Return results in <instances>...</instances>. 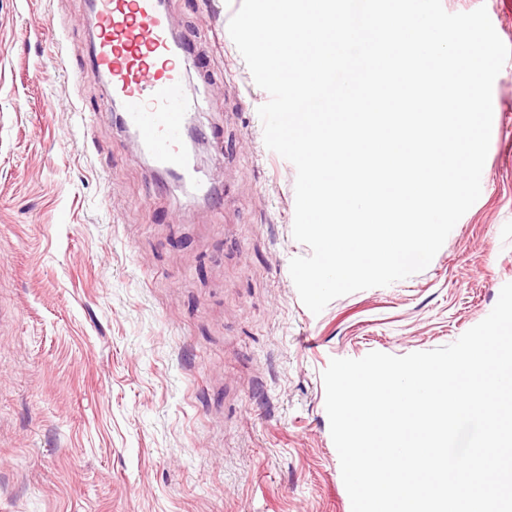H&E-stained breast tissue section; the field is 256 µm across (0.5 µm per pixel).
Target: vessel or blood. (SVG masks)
Wrapping results in <instances>:
<instances>
[{"label": "vessel or blood", "mask_w": 512, "mask_h": 512, "mask_svg": "<svg viewBox=\"0 0 512 512\" xmlns=\"http://www.w3.org/2000/svg\"><path fill=\"white\" fill-rule=\"evenodd\" d=\"M98 48L92 72L109 79L120 99L121 127L133 130L140 146L163 169L197 182L182 137L195 119L185 91L183 66L190 51L175 40L156 0H94Z\"/></svg>", "instance_id": "b4317fda"}]
</instances>
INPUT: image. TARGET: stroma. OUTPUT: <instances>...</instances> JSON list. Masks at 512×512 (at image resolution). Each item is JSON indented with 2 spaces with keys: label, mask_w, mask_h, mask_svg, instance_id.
I'll use <instances>...</instances> for the list:
<instances>
[{
  "label": "stroma",
  "mask_w": 512,
  "mask_h": 512,
  "mask_svg": "<svg viewBox=\"0 0 512 512\" xmlns=\"http://www.w3.org/2000/svg\"><path fill=\"white\" fill-rule=\"evenodd\" d=\"M168 0L210 201L163 182L103 111L87 0H0V512H352L331 359L456 341L512 283V59L481 195L422 272L320 314L289 273L294 165L269 150L228 24ZM486 7L512 46V0Z\"/></svg>",
  "instance_id": "1"
}]
</instances>
